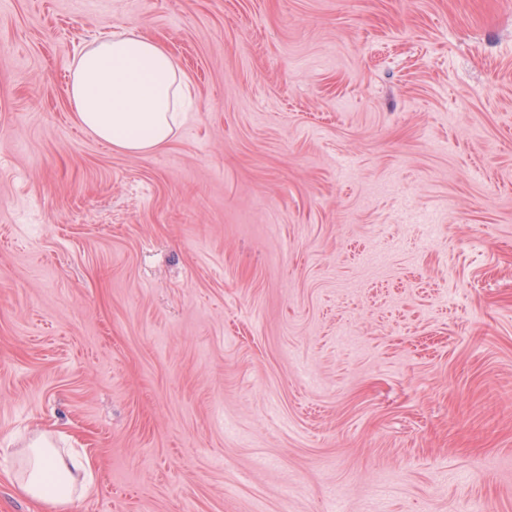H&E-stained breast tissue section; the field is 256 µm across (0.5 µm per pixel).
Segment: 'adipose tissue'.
<instances>
[{
    "mask_svg": "<svg viewBox=\"0 0 512 512\" xmlns=\"http://www.w3.org/2000/svg\"><path fill=\"white\" fill-rule=\"evenodd\" d=\"M70 77L78 122L129 155L143 156L168 144L194 108L187 77L170 51L132 27L92 40L73 60ZM20 457L22 468L5 475L19 495L46 512H68L91 488L88 457L63 455L49 432H37Z\"/></svg>",
    "mask_w": 512,
    "mask_h": 512,
    "instance_id": "ef3b65f1",
    "label": "adipose tissue"
}]
</instances>
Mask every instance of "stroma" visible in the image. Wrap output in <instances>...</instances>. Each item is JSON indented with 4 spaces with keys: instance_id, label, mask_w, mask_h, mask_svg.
Returning a JSON list of instances; mask_svg holds the SVG:
<instances>
[{
    "instance_id": "obj_1",
    "label": "stroma",
    "mask_w": 512,
    "mask_h": 512,
    "mask_svg": "<svg viewBox=\"0 0 512 512\" xmlns=\"http://www.w3.org/2000/svg\"><path fill=\"white\" fill-rule=\"evenodd\" d=\"M124 27L145 156L68 96ZM36 428L71 512H512V0H0V512ZM70 102L95 138L134 156L168 144L194 108L170 51L135 28L92 40L70 68Z\"/></svg>"
}]
</instances>
